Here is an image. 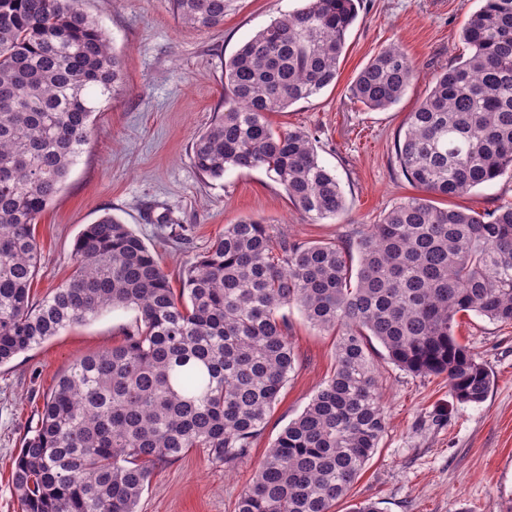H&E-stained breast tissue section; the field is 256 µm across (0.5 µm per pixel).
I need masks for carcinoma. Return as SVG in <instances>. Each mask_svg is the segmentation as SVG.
Instances as JSON below:
<instances>
[{"instance_id":"1","label":"carcinoma","mask_w":512,"mask_h":512,"mask_svg":"<svg viewBox=\"0 0 512 512\" xmlns=\"http://www.w3.org/2000/svg\"><path fill=\"white\" fill-rule=\"evenodd\" d=\"M193 29L224 24L225 0H168ZM468 56L409 113L396 159L425 193L456 197L512 174V0H481ZM355 0H307L224 62V111L194 138L197 170L263 167L294 207L322 221L346 209L336 175L282 112L336 84ZM390 44L351 95L396 104L416 78ZM122 63L79 0H0V365L107 309L134 308L124 340L76 359L24 437L12 484L22 512H138L154 469L202 448L232 467L249 455L296 356L284 309L338 339L335 368L259 462L236 512H330L386 430L375 344L415 374L444 375L479 404L492 373L455 336L457 315L512 323V203L488 214L407 197L342 244L288 243L244 217L184 267L174 291L158 258L119 219L87 225L71 278L37 301L35 224L86 143ZM358 266H353L352 251Z\"/></svg>"}]
</instances>
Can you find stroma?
<instances>
[{
	"mask_svg": "<svg viewBox=\"0 0 512 512\" xmlns=\"http://www.w3.org/2000/svg\"><path fill=\"white\" fill-rule=\"evenodd\" d=\"M303 5L226 0L223 26L202 32L179 24L166 0H80L120 56L123 83L93 114L82 153L37 221L36 298L70 277L77 236L107 213L154 249L175 282L185 264L239 218L263 219L297 242H340L419 195L397 163L395 141L433 76L466 54L461 32L479 0H357L335 85L271 114L275 128L301 127L315 136L321 164L347 198L339 218L316 221L295 210L265 169L229 167L214 180L194 167L193 138L224 102L225 60L258 30ZM392 43L412 57L418 77L398 103L372 111L352 100L350 86ZM433 202L485 213L512 202V177ZM136 318L133 309L103 311L0 366V512H21L14 459L60 374L79 357L119 345ZM288 320L297 365L249 458L228 470L202 449H189L156 468L139 512H235L267 448L334 371L335 334L311 328L294 307ZM457 322L458 341L494 374L487 399L457 402L445 376L414 374L376 354L386 431L348 499L332 512H350L363 500L381 512H512V324L474 314Z\"/></svg>",
	"mask_w": 512,
	"mask_h": 512,
	"instance_id": "stroma-1",
	"label": "stroma"
}]
</instances>
